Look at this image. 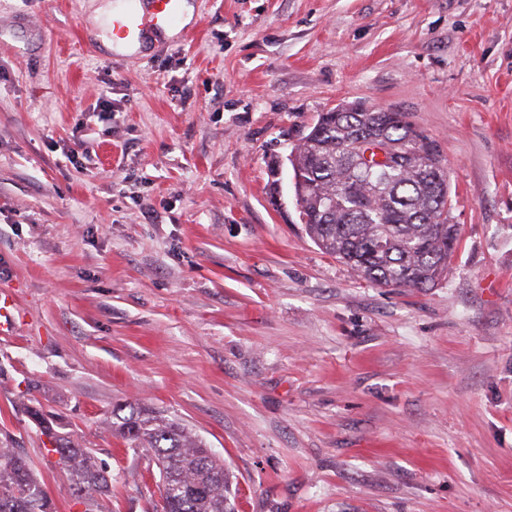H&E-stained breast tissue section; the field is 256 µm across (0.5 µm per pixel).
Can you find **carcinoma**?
<instances>
[{"label":"carcinoma","instance_id":"obj_1","mask_svg":"<svg viewBox=\"0 0 512 512\" xmlns=\"http://www.w3.org/2000/svg\"><path fill=\"white\" fill-rule=\"evenodd\" d=\"M292 165L303 179L299 216L323 252L381 288L429 290L447 278L460 238L447 164L404 113L338 106L301 139ZM32 416L78 498L91 504L112 490L91 449ZM112 433L154 459L158 512H231L223 461L179 421L128 404L112 411ZM0 512H56L32 463L7 448H0Z\"/></svg>","mask_w":512,"mask_h":512}]
</instances>
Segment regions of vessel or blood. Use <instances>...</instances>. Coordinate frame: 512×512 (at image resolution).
<instances>
[{"label":"vessel or blood","instance_id":"b4317fda","mask_svg":"<svg viewBox=\"0 0 512 512\" xmlns=\"http://www.w3.org/2000/svg\"><path fill=\"white\" fill-rule=\"evenodd\" d=\"M151 7L142 11L132 7L112 19V38L116 41L142 40L152 30L177 25L184 13L186 0H149Z\"/></svg>","mask_w":512,"mask_h":512}]
</instances>
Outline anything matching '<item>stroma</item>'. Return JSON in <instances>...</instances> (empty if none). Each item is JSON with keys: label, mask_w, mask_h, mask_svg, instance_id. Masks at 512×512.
<instances>
[{"label": "stroma", "mask_w": 512, "mask_h": 512, "mask_svg": "<svg viewBox=\"0 0 512 512\" xmlns=\"http://www.w3.org/2000/svg\"><path fill=\"white\" fill-rule=\"evenodd\" d=\"M119 0H0V446L86 512L31 417L152 512L113 408L179 419L236 512H512V0H191L185 32L105 47ZM112 109L95 111L101 94ZM342 102L439 146L460 240L380 288L300 223L272 157Z\"/></svg>", "instance_id": "1"}]
</instances>
